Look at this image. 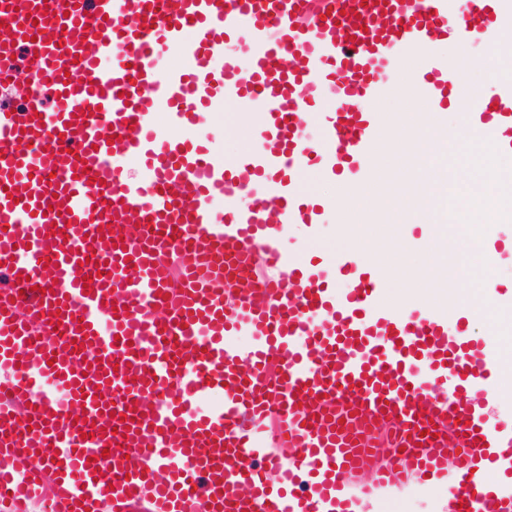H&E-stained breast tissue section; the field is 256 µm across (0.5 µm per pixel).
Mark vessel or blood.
<instances>
[{"mask_svg": "<svg viewBox=\"0 0 512 512\" xmlns=\"http://www.w3.org/2000/svg\"><path fill=\"white\" fill-rule=\"evenodd\" d=\"M417 3L344 0L341 26L331 0H0V512H352L411 485L512 512V420L474 391L506 364L494 342L391 310L355 253L300 260L282 238L321 233L306 170L365 166L382 131L360 104L394 48L512 30V0ZM415 91L445 111L447 72ZM230 100L263 109L258 148L226 161ZM457 107L512 166V83ZM381 425L401 449L376 468Z\"/></svg>", "mask_w": 512, "mask_h": 512, "instance_id": "1", "label": "vessel or blood"}]
</instances>
